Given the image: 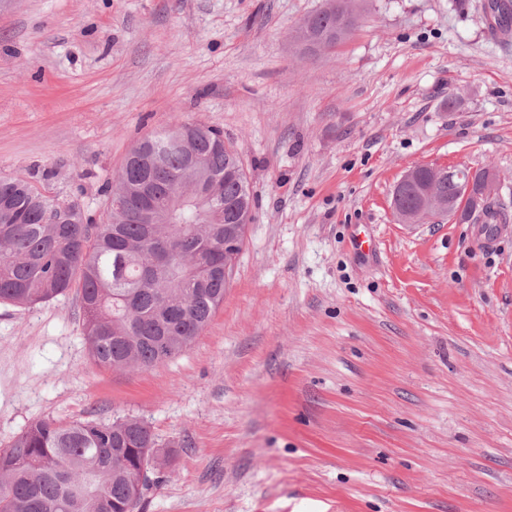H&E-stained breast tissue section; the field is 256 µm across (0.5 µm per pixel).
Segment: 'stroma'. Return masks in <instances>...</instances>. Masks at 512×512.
Returning <instances> with one entry per match:
<instances>
[{
    "label": "stroma",
    "instance_id": "35a3bbf8",
    "mask_svg": "<svg viewBox=\"0 0 512 512\" xmlns=\"http://www.w3.org/2000/svg\"><path fill=\"white\" fill-rule=\"evenodd\" d=\"M489 0H0V176L102 223L113 175L192 121L238 152L253 221L192 347L90 359L76 295L0 303V448L37 420L144 421L173 461L142 512H512V226L399 223L415 165L494 168L512 219V40ZM457 105L447 109L448 98ZM334 10L331 12H316L305 19L307 27L299 25L295 32V40L305 52H310V45L317 43L311 33L327 32L323 42L324 50L333 49L346 41L355 29L361 10L360 1L333 0ZM328 1V6L333 4ZM328 6L325 8L327 9ZM349 17L352 18V22Z\"/></svg>",
    "mask_w": 512,
    "mask_h": 512
}]
</instances>
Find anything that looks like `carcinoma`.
I'll list each match as a JSON object with an SVG mask.
<instances>
[{"label": "carcinoma", "mask_w": 512, "mask_h": 512, "mask_svg": "<svg viewBox=\"0 0 512 512\" xmlns=\"http://www.w3.org/2000/svg\"><path fill=\"white\" fill-rule=\"evenodd\" d=\"M359 0H334L298 27L306 52L313 34L326 32L324 49L346 41L355 29ZM187 148L203 160L216 184L220 224L202 223L187 207L167 224H139L134 192L138 160L127 155L114 182L124 190V224H92L76 200L52 196L22 179L0 176V302L30 306L76 290L83 334L101 368L149 369L187 351L224 303L251 214L246 175L238 153L217 129L181 124ZM168 130L139 142L144 154L160 148ZM184 149L165 153L153 172L158 192L179 189ZM173 454L135 418L30 423L0 451V512H135L148 471L141 459Z\"/></svg>", "instance_id": "obj_1"}]
</instances>
